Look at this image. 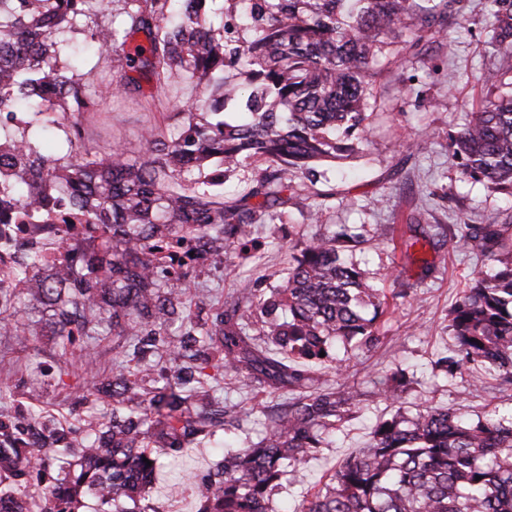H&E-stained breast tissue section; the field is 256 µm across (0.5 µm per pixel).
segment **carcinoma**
<instances>
[{
	"label": "carcinoma",
	"instance_id": "1",
	"mask_svg": "<svg viewBox=\"0 0 512 512\" xmlns=\"http://www.w3.org/2000/svg\"><path fill=\"white\" fill-rule=\"evenodd\" d=\"M1 3L0 190L10 204L0 224H45L56 215L84 225L86 244L71 264L45 267L35 254L3 272L24 287L0 282V328L37 335V324L12 321L17 306L39 304L61 336L112 332L139 369L114 367L95 386L96 401L124 408L86 418L88 437L77 445L49 420L29 431L0 421V512H74L80 491L112 512H157L142 497L160 465L153 449L176 459L251 417L213 396L223 372L292 397L263 411L257 440L226 451L197 486L198 512H282L273 496L298 482L359 405L357 390L320 381L313 367L340 362L342 346L375 342L363 309L381 310L384 296L344 259L362 238L345 225L305 242L288 266L261 277L266 287L242 288L217 306L201 301L193 312L190 253L249 258L253 228L266 215L295 196L322 197L318 167L360 152L390 39L406 32L415 48L463 27L462 0ZM489 14L487 45L502 67L485 74L479 107L450 134L448 152L460 180L512 196V0H490ZM80 36L111 59L110 77L67 63ZM177 77L195 90L185 121L166 132L145 127L136 158L118 143H80L100 102L142 97L145 83L162 93ZM47 130L80 144L78 158L52 156L40 139ZM248 162L257 167L251 185L224 202L217 188ZM509 224L512 215L448 228L459 247L496 262L492 274L473 273L449 311L456 350L435 362L448 377L469 366L479 387L494 374L512 384ZM409 229L408 249L443 242L420 224ZM254 310L253 332L244 317ZM402 385L386 383L395 413L300 512H512V418L470 421L431 406L408 417ZM52 455L75 461L47 480Z\"/></svg>",
	"mask_w": 512,
	"mask_h": 512
}]
</instances>
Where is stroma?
<instances>
[{"label": "stroma", "mask_w": 512, "mask_h": 512, "mask_svg": "<svg viewBox=\"0 0 512 512\" xmlns=\"http://www.w3.org/2000/svg\"><path fill=\"white\" fill-rule=\"evenodd\" d=\"M485 4L486 0H465L466 13L476 19L474 26L452 30L448 37L414 50L404 49L402 66L384 68L371 90L377 106L368 143L347 160V177H338L336 167L327 168L334 195L323 201L318 214H311L308 201L294 199L284 206L282 215L265 219L253 229L265 263L279 267L316 233L342 224L354 228L365 241L348 258L364 270L368 284L386 296L387 312L374 322L375 345L340 352V372L327 375L329 381L361 392L359 409L331 433V446L311 458L303 483L294 486L287 497L289 507H300L306 493L329 484L337 463L363 448L372 427L393 414V407L379 394L393 372L405 371L411 380L403 394L407 414L422 405L449 408L470 420L494 410L512 414V385H499L491 376L485 388L477 390L469 370L458 371L449 381L432 373L433 360L455 348L448 312L468 286L473 270L481 268L480 257L451 240L437 249L415 246L406 256L390 240L396 225L493 224L512 213L511 195L482 183L459 182L448 155L449 132L463 123L465 104L479 101L483 74L499 64L484 51ZM191 91V86L175 84L158 112L132 99L105 101L97 119L86 121L84 136L92 143H122L129 154H136L142 128L182 122V100ZM419 136L426 141L420 152L409 146ZM425 260L435 264L427 278L421 275ZM259 274L253 260L234 252L225 254L220 264L204 256L196 263L194 292L197 298L217 305L238 289L252 286ZM29 319L38 321V335L0 334V360L12 365L11 374L0 373V386H10L14 395L13 402L0 403V420L12 421L21 406L76 428L87 415L105 414V407L82 399L81 393L89 387L93 372L118 363L115 336L104 332L73 337L72 350L90 349L92 361L70 366L46 311L37 305L28 307L18 320ZM214 395L221 402L258 409L286 403L289 398L288 390L257 392L231 375L220 379ZM262 421L258 413L241 430L188 449L177 463L163 461L148 493L150 504L158 512H197L194 485L221 460L224 442L243 446L257 440Z\"/></svg>", "instance_id": "35a3bbf8"}]
</instances>
